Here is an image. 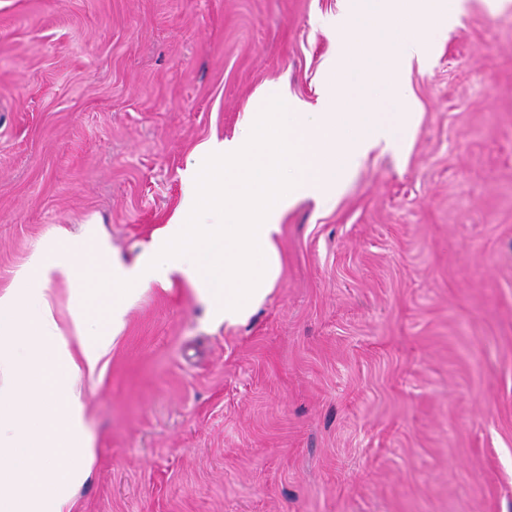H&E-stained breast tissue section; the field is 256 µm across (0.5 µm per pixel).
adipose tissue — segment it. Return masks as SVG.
I'll return each instance as SVG.
<instances>
[{
	"label": "adipose tissue",
	"instance_id": "obj_1",
	"mask_svg": "<svg viewBox=\"0 0 512 512\" xmlns=\"http://www.w3.org/2000/svg\"><path fill=\"white\" fill-rule=\"evenodd\" d=\"M464 7L465 0H338L325 22L335 51L321 111H304L287 86L263 89L269 109L246 113L241 137L200 146L177 215L133 263L92 224L32 254L16 287L0 295V512H72V491L88 478L94 448L70 379L96 370L143 292L176 277L190 283L213 323L245 322L281 276L276 239L284 212L308 198L332 205L371 150L393 146L399 131L415 127L401 77L429 59V34L447 31ZM380 75L402 104L399 125L382 118L363 85ZM204 160L221 166L205 183L198 177ZM88 268L111 284L112 301L95 333L85 327L90 307L73 305L70 341L48 285Z\"/></svg>",
	"mask_w": 512,
	"mask_h": 512
}]
</instances>
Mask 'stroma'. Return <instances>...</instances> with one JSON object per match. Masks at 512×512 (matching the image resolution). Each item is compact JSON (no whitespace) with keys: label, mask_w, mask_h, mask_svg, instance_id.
Here are the masks:
<instances>
[{"label":"stroma","mask_w":512,"mask_h":512,"mask_svg":"<svg viewBox=\"0 0 512 512\" xmlns=\"http://www.w3.org/2000/svg\"><path fill=\"white\" fill-rule=\"evenodd\" d=\"M337 0H0V292L64 228L133 261L196 148L262 88L309 106ZM405 76L419 112L328 209L283 215L244 324L183 278L81 374L73 512H512V0H467ZM55 279L56 314L98 299Z\"/></svg>","instance_id":"35a3bbf8"}]
</instances>
